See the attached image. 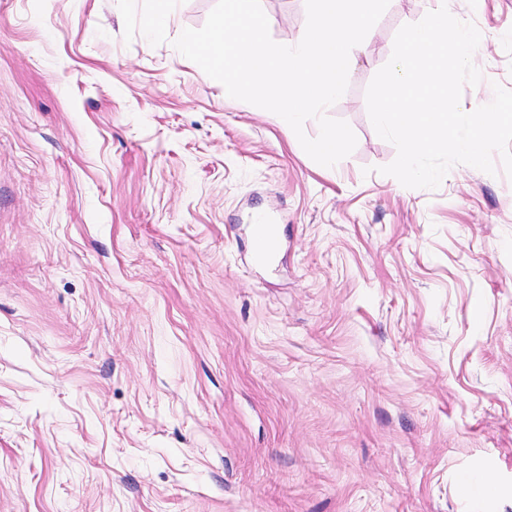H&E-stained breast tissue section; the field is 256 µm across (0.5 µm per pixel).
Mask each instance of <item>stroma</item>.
Listing matches in <instances>:
<instances>
[{
    "label": "stroma",
    "instance_id": "1",
    "mask_svg": "<svg viewBox=\"0 0 512 512\" xmlns=\"http://www.w3.org/2000/svg\"><path fill=\"white\" fill-rule=\"evenodd\" d=\"M215 3L149 36L152 0H0V512H512V178L404 187L367 110L425 0L327 108L332 167L174 48ZM448 9L461 109L512 90V0ZM271 228V225H262L257 230L254 238V255L257 260H267L274 252L275 237L271 233Z\"/></svg>",
    "mask_w": 512,
    "mask_h": 512
}]
</instances>
